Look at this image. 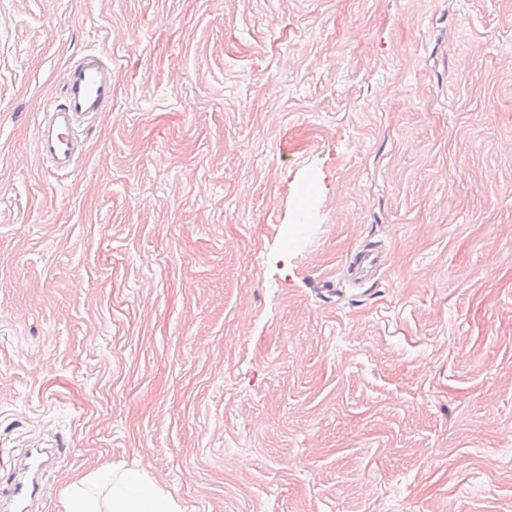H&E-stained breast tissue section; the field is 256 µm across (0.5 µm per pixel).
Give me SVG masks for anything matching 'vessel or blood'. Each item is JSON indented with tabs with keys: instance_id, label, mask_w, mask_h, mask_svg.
<instances>
[{
	"instance_id": "obj_1",
	"label": "vessel or blood",
	"mask_w": 512,
	"mask_h": 512,
	"mask_svg": "<svg viewBox=\"0 0 512 512\" xmlns=\"http://www.w3.org/2000/svg\"><path fill=\"white\" fill-rule=\"evenodd\" d=\"M111 101L112 61L104 54L87 53L65 70L62 96L46 101L36 121V151L47 168L67 173L75 167L82 153L80 128ZM381 260L378 249L363 247L355 255L353 270L357 277H366ZM9 486L14 512H27L30 503L46 491L42 480L24 469L12 472Z\"/></svg>"
}]
</instances>
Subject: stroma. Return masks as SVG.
<instances>
[{
  "label": "stroma",
  "instance_id": "35a3bbf8",
  "mask_svg": "<svg viewBox=\"0 0 512 512\" xmlns=\"http://www.w3.org/2000/svg\"><path fill=\"white\" fill-rule=\"evenodd\" d=\"M25 448L38 512L105 463L183 512H512V0H0V496ZM112 103V60L91 51L71 64L63 75L59 100L44 103L36 121V151L47 168L68 173L82 147L79 131ZM382 253L373 247H363L355 254L353 270L359 279L368 276L382 261Z\"/></svg>",
  "mask_w": 512,
  "mask_h": 512
}]
</instances>
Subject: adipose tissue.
<instances>
[{"instance_id": "adipose-tissue-1", "label": "adipose tissue", "mask_w": 512, "mask_h": 512, "mask_svg": "<svg viewBox=\"0 0 512 512\" xmlns=\"http://www.w3.org/2000/svg\"><path fill=\"white\" fill-rule=\"evenodd\" d=\"M63 512H181L144 472L99 467L61 492Z\"/></svg>"}]
</instances>
